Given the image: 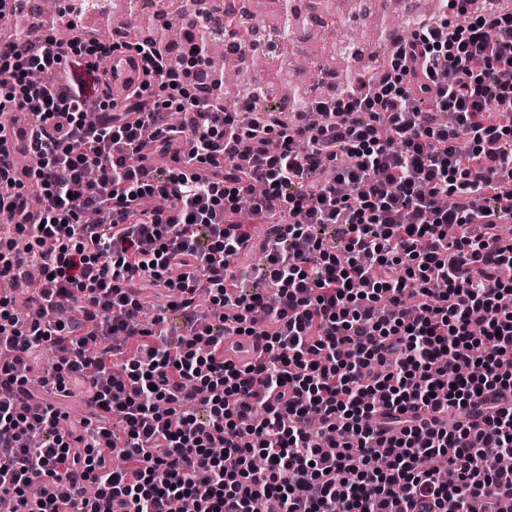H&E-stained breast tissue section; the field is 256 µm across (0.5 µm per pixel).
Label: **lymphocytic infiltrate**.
<instances>
[{
	"label": "lymphocytic infiltrate",
	"mask_w": 512,
	"mask_h": 512,
	"mask_svg": "<svg viewBox=\"0 0 512 512\" xmlns=\"http://www.w3.org/2000/svg\"><path fill=\"white\" fill-rule=\"evenodd\" d=\"M444 2L395 41L388 69L315 102L317 125L256 97L226 107L221 80H198L211 39L200 5L183 31L189 62L154 37L0 40V113L31 109L41 158L39 222L19 184L0 190L15 229L0 237V276L40 271L36 310L0 298V496L15 512H466L512 499V467L486 454L512 458L500 224L512 13ZM134 48L147 80L119 103L99 62ZM152 150L174 166L149 165ZM246 198L274 230L240 272L225 259L253 240ZM328 224L339 245L318 235ZM138 281L172 291L184 334L147 316ZM239 335L260 341L254 364L225 360ZM43 350L41 386H82L94 409L121 412L125 439L28 394Z\"/></svg>",
	"instance_id": "lymphocytic-infiltrate-1"
}]
</instances>
